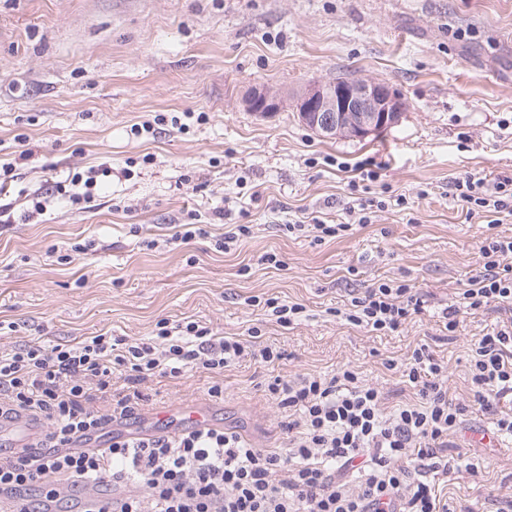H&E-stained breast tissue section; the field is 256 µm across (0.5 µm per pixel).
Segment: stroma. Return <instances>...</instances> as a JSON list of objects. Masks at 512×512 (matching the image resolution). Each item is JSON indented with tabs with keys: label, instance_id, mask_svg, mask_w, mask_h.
<instances>
[{
	"label": "stroma",
	"instance_id": "1",
	"mask_svg": "<svg viewBox=\"0 0 512 512\" xmlns=\"http://www.w3.org/2000/svg\"><path fill=\"white\" fill-rule=\"evenodd\" d=\"M458 29L465 38H454ZM339 78L391 85L405 103L398 123L365 139H324L292 108L262 116L244 104L255 89L292 96ZM158 115L154 133L135 134ZM8 162L0 346L103 333L134 343L166 320L255 349L219 376H115L111 398L91 396L89 407L139 393L123 422L135 433L151 429L152 411L202 402L215 427L281 450L288 411L266 396L268 381L348 367L390 411L416 401L399 366L425 345L448 366L449 398L469 405L448 450L461 467L435 475L437 494L458 512H480L490 494L512 496V436L498 434L493 448L472 440L512 415V397L482 409L468 380L474 344L512 325V305L472 310L462 300L483 242L512 236V217L492 226L485 213H466L453 186L467 173L512 177V0H0V164ZM104 162L112 174L89 208L54 203L25 221L34 194ZM361 202L370 223L351 211ZM315 218L346 230L318 243L286 230ZM184 224L207 233L179 241ZM239 224L249 235L221 249ZM89 241L93 251L75 252ZM391 281L424 300L400 332L333 316ZM270 298L304 311L281 323ZM265 346L281 359L258 357ZM216 384L222 396L210 395Z\"/></svg>",
	"mask_w": 512,
	"mask_h": 512
}]
</instances>
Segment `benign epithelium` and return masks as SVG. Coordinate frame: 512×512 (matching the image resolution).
Wrapping results in <instances>:
<instances>
[{
  "mask_svg": "<svg viewBox=\"0 0 512 512\" xmlns=\"http://www.w3.org/2000/svg\"><path fill=\"white\" fill-rule=\"evenodd\" d=\"M251 112L269 115L286 107L276 93L256 91L246 101ZM301 120L317 135L349 134L366 138L397 123L404 110L399 94L384 82L346 81L334 88L312 83L292 104Z\"/></svg>",
  "mask_w": 512,
  "mask_h": 512,
  "instance_id": "7a95c632",
  "label": "benign epithelium"
}]
</instances>
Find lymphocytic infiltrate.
I'll return each mask as SVG.
<instances>
[{
	"label": "lymphocytic infiltrate",
	"mask_w": 512,
	"mask_h": 512,
	"mask_svg": "<svg viewBox=\"0 0 512 512\" xmlns=\"http://www.w3.org/2000/svg\"><path fill=\"white\" fill-rule=\"evenodd\" d=\"M455 190L468 211L512 216V177L490 186L469 174ZM481 257L482 269L463 293L468 307L511 304L512 236L486 239ZM422 310L408 285L382 283L352 297L343 317L392 333ZM246 350L241 340L213 338L195 322L177 332L158 323L155 336L139 343L101 334L0 350V417L27 412L47 426L25 455L0 454V512H64L70 482L111 486V496L89 512H454L430 476L455 466L446 450L468 404L449 399L448 367L424 345L402 366L417 401L389 413L380 390L350 369L268 383L270 397L294 413L281 452L208 427L86 446L131 411L124 403L107 412L85 405L90 391L110 387L115 372H133L138 381L193 368L218 374ZM469 376L473 402L485 409L512 395V328L475 344Z\"/></svg>",
	"instance_id": "f902f5d3"
}]
</instances>
